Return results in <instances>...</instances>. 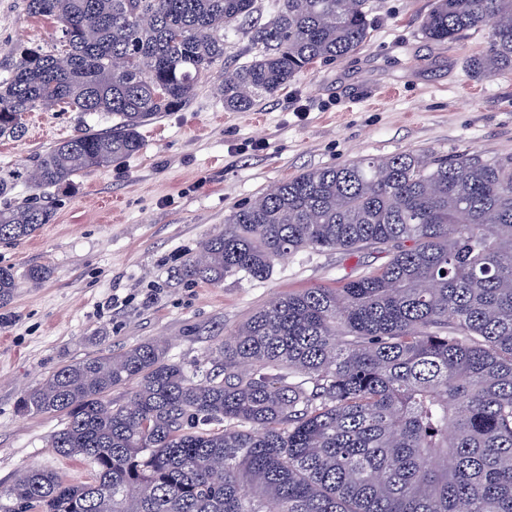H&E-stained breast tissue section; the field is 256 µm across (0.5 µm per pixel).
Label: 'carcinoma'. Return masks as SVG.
Listing matches in <instances>:
<instances>
[{"mask_svg": "<svg viewBox=\"0 0 512 512\" xmlns=\"http://www.w3.org/2000/svg\"><path fill=\"white\" fill-rule=\"evenodd\" d=\"M62 49H16L0 77V137L65 104L78 130L0 169V241L53 220L51 190L142 150L139 128L220 71L247 112L319 60L357 53L369 0H27ZM148 15L151 22L141 23ZM425 36L488 30L476 73L512 71V0H434ZM232 40L252 55L224 69ZM107 126L98 128V119ZM382 249V266L279 298L188 373L149 341L64 365L19 401L60 414L49 447L93 467L74 483L30 466L0 512H512V157L404 152L307 170L239 206L171 272L266 278L299 252ZM52 274L33 265L32 285ZM18 287L0 267V305ZM133 388L117 397L112 392Z\"/></svg>", "mask_w": 512, "mask_h": 512, "instance_id": "carcinoma-1", "label": "carcinoma"}]
</instances>
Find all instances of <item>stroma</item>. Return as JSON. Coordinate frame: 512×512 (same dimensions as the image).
<instances>
[{"label":"stroma","mask_w":512,"mask_h":512,"mask_svg":"<svg viewBox=\"0 0 512 512\" xmlns=\"http://www.w3.org/2000/svg\"><path fill=\"white\" fill-rule=\"evenodd\" d=\"M431 3L370 0V36L358 53L313 64L252 111H225L216 78L201 82L187 107L141 128L140 153L55 191V217L34 237L0 241V265L53 271L38 286L20 281L0 308V484L29 466L92 480L85 461L49 448L58 415L18 411L23 393L62 366L164 340L168 358L190 372L218 338L273 300L336 286L388 260L377 249L300 252L262 280L169 282L170 270L241 204L303 171L364 156H512V73L466 68L486 31L426 43L420 23ZM61 28L29 14L24 0H0V75L18 46L58 43ZM37 115L39 130L12 141L0 168L27 164L75 131L76 113L55 106Z\"/></svg>","instance_id":"35a3bbf8"}]
</instances>
